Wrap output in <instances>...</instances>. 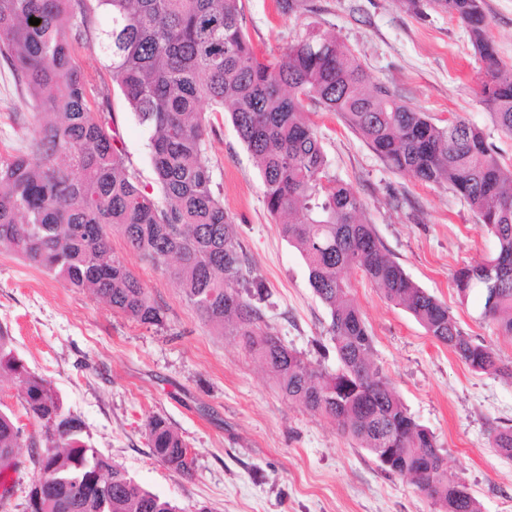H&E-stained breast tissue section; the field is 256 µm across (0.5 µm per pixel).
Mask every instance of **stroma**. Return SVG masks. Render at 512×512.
Wrapping results in <instances>:
<instances>
[{
	"label": "stroma",
	"mask_w": 512,
	"mask_h": 512,
	"mask_svg": "<svg viewBox=\"0 0 512 512\" xmlns=\"http://www.w3.org/2000/svg\"><path fill=\"white\" fill-rule=\"evenodd\" d=\"M244 24L258 55H280L287 39L319 23L355 54L370 81L390 87L434 118L459 115L512 162V136L500 132L480 101L483 63L465 28L421 0H312L295 18L275 0H244ZM504 75H512V0H485ZM108 86L112 126L130 170L153 172L149 132L112 85L97 38L77 56ZM213 186L235 224L236 241L264 286V325L288 348L327 369L337 366L329 314L308 282L298 250L279 233L263 200L259 169L227 114L208 115ZM330 169L361 197L384 247L420 287L447 304L460 328L512 362V339L481 315L478 295L460 301L454 275L490 257L493 237L447 186L424 184L388 168L331 112L314 114ZM31 112L12 70L0 63V154L24 152ZM112 253L141 280L164 312L160 326L137 323L103 299L71 287L13 252L0 250V327L15 355L55 387L89 440L147 489L183 512H437L408 479L386 474L336 424L281 392L268 369L232 330L208 323L163 268L113 234ZM348 279L373 338V361L414 419L432 431L449 473L464 482L482 512H512V458L490 443L512 425V380L478 372L434 340L405 309L352 271ZM164 418L189 448L192 474L158 463L146 426Z\"/></svg>",
	"instance_id": "stroma-1"
}]
</instances>
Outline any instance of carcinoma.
<instances>
[{
	"instance_id": "obj_1",
	"label": "carcinoma",
	"mask_w": 512,
	"mask_h": 512,
	"mask_svg": "<svg viewBox=\"0 0 512 512\" xmlns=\"http://www.w3.org/2000/svg\"><path fill=\"white\" fill-rule=\"evenodd\" d=\"M432 3L465 26L485 64L481 101L512 135V77L501 74L484 0ZM278 6L286 15L313 12L310 0ZM95 8L109 18L98 40L112 82L151 132V183L130 171L104 112L108 94L76 62L88 28L71 19H87ZM32 17L40 23L30 24ZM0 59L27 91L34 122L30 150L0 157V246L158 326L163 311L112 257L118 231L133 251L165 267L204 320L235 330L288 399L336 422L379 462L393 449L396 468L383 471L410 479L419 494L422 484L433 486L444 512H481L466 485L448 478L434 433L372 362V336L347 271H361L472 369L512 379V367L465 334L448 306L386 253L356 190L330 174L310 115L336 113L389 167L424 183L446 182L467 202L496 249L456 271L457 293L462 302L478 294L482 318L512 338V164L481 130L457 115L436 120L370 82L352 52L316 26L288 41L280 57L259 59L243 25V0H0ZM209 112L229 114L259 168L267 210L284 218L280 235L299 250L329 311L334 371L266 331L261 311L243 295L263 285L248 278L233 219L212 186ZM2 378L23 384L25 412L41 425L25 438L13 414L0 410V472L18 464L22 446L37 470L28 512H182L89 445L83 420L14 355L0 329ZM147 430L152 455L191 474L189 448L167 421L154 418ZM492 447L512 457V426L495 429Z\"/></svg>"
}]
</instances>
